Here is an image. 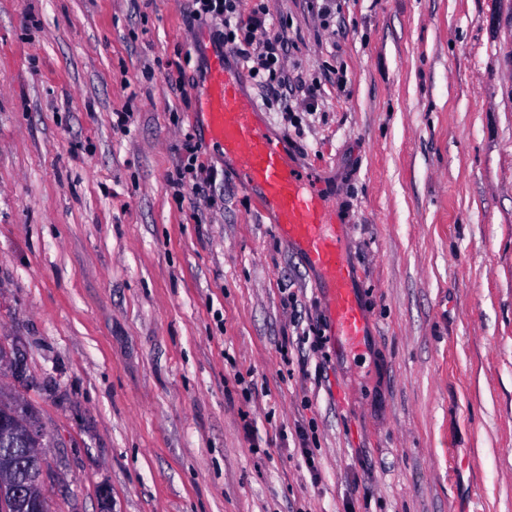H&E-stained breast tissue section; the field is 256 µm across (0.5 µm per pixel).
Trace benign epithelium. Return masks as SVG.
Returning a JSON list of instances; mask_svg holds the SVG:
<instances>
[{"label":"benign epithelium","instance_id":"7a95c632","mask_svg":"<svg viewBox=\"0 0 512 512\" xmlns=\"http://www.w3.org/2000/svg\"><path fill=\"white\" fill-rule=\"evenodd\" d=\"M0 436L5 440L20 436L30 444L26 449L30 475L25 481H19L17 472L11 467L0 469V512H17L23 501L34 505L36 512H46L47 490L42 459L36 449L40 432L33 421L24 416V407H13L10 419H0Z\"/></svg>","mask_w":512,"mask_h":512}]
</instances>
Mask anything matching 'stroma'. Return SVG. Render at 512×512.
Here are the masks:
<instances>
[{
  "mask_svg": "<svg viewBox=\"0 0 512 512\" xmlns=\"http://www.w3.org/2000/svg\"><path fill=\"white\" fill-rule=\"evenodd\" d=\"M260 5L287 84L226 62L349 227L343 356L192 122L222 44L191 0H0V404L48 510L512 512V0ZM189 140L217 179L177 194ZM23 410V412H22ZM26 408L18 404L12 408L10 419H2L0 414V436L11 440L17 436L23 437L30 445L37 447L40 432L36 425L24 415Z\"/></svg>",
  "mask_w": 512,
  "mask_h": 512,
  "instance_id": "35a3bbf8",
  "label": "stroma"
}]
</instances>
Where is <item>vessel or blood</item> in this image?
Instances as JSON below:
<instances>
[{
    "label": "vessel or blood",
    "instance_id": "b4317fda",
    "mask_svg": "<svg viewBox=\"0 0 512 512\" xmlns=\"http://www.w3.org/2000/svg\"><path fill=\"white\" fill-rule=\"evenodd\" d=\"M193 120L205 126L225 158L238 161L243 189L271 211L276 235L315 272L334 335L350 348H361L366 315L355 288L358 274L345 249V228L324 195L311 187L304 168L259 120L253 99L226 70L223 58L210 66Z\"/></svg>",
    "mask_w": 512,
    "mask_h": 512
}]
</instances>
